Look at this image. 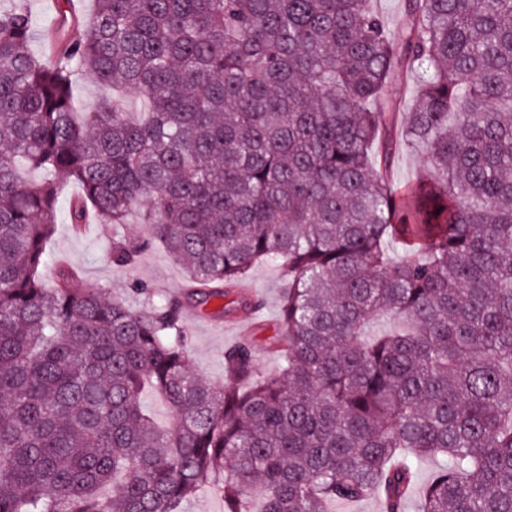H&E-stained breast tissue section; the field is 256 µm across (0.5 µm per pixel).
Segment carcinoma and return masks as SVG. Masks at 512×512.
Returning <instances> with one entry per match:
<instances>
[{
	"instance_id": "carcinoma-1",
	"label": "carcinoma",
	"mask_w": 512,
	"mask_h": 512,
	"mask_svg": "<svg viewBox=\"0 0 512 512\" xmlns=\"http://www.w3.org/2000/svg\"><path fill=\"white\" fill-rule=\"evenodd\" d=\"M54 2L46 57L0 6V512H182L204 489L224 512H405L435 455L418 512H512V0H408L401 53L368 0H97L77 39ZM403 65L401 138L432 174L396 193L372 152L396 113L373 104ZM84 72L149 111H79ZM70 180L77 231L146 204L197 309L279 264V372L246 340L205 381L181 298L46 282ZM380 312L404 327L364 335Z\"/></svg>"
}]
</instances>
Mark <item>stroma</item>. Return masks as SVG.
I'll list each match as a JSON object with an SVG mask.
<instances>
[{"label":"stroma","instance_id":"35a3bbf8","mask_svg":"<svg viewBox=\"0 0 512 512\" xmlns=\"http://www.w3.org/2000/svg\"><path fill=\"white\" fill-rule=\"evenodd\" d=\"M397 126L383 129L373 146L376 155H388L387 173L395 188L416 183L425 173L422 156L406 147L386 153L389 140L399 138ZM127 240L142 243L135 264L119 267L109 260L113 242ZM65 258L79 266L83 283L105 296L120 295L134 311L181 296L189 285L184 268L169 259L159 245L151 241V227L142 221L141 207H133L124 224L96 222L74 232L66 220H59L47 244L45 272L54 274L57 259ZM282 273L279 266L256 265L250 272L245 290L260 307L247 318L204 316L187 309L182 313L190 369L199 377L220 382L224 379V351L238 342L252 340L256 363L262 373L273 374L279 358L271 341L279 332Z\"/></svg>","mask_w":512,"mask_h":512}]
</instances>
